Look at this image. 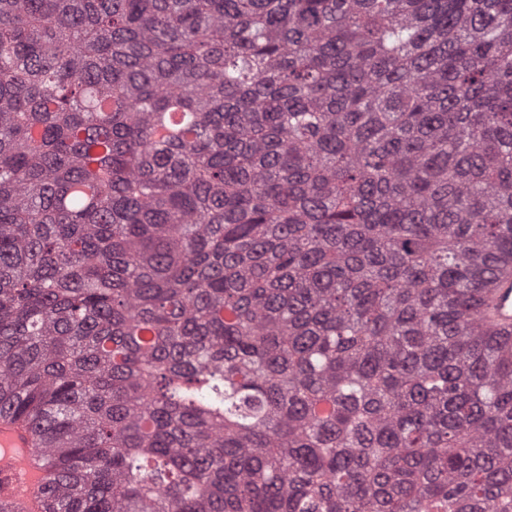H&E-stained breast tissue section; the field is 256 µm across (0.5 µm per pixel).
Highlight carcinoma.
<instances>
[{
	"label": "carcinoma",
	"instance_id": "1",
	"mask_svg": "<svg viewBox=\"0 0 512 512\" xmlns=\"http://www.w3.org/2000/svg\"><path fill=\"white\" fill-rule=\"evenodd\" d=\"M512 0H0V415L45 512H512ZM494 303L498 327L503 339L512 334V265L507 272H497L494 280Z\"/></svg>",
	"mask_w": 512,
	"mask_h": 512
}]
</instances>
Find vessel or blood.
Wrapping results in <instances>:
<instances>
[{
    "label": "vessel or blood",
    "instance_id": "1",
    "mask_svg": "<svg viewBox=\"0 0 512 512\" xmlns=\"http://www.w3.org/2000/svg\"><path fill=\"white\" fill-rule=\"evenodd\" d=\"M494 284L496 321L506 338L512 336V269L496 274ZM32 438L30 428L0 418V506L21 503L29 512H42L45 471L31 460Z\"/></svg>",
    "mask_w": 512,
    "mask_h": 512
}]
</instances>
